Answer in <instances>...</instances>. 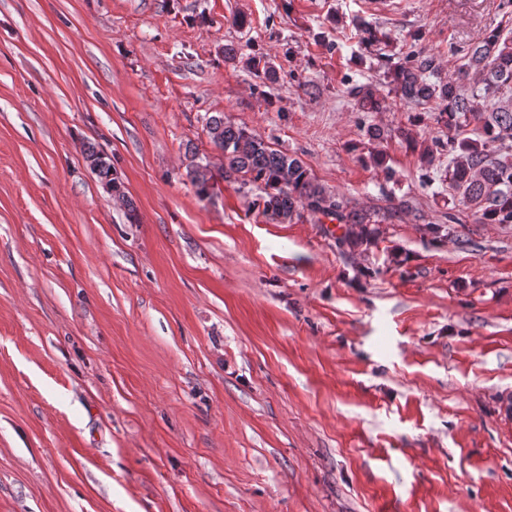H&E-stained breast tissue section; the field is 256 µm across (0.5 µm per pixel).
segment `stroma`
I'll list each match as a JSON object with an SVG mask.
<instances>
[{
  "instance_id": "35a3bbf8",
  "label": "stroma",
  "mask_w": 512,
  "mask_h": 512,
  "mask_svg": "<svg viewBox=\"0 0 512 512\" xmlns=\"http://www.w3.org/2000/svg\"><path fill=\"white\" fill-rule=\"evenodd\" d=\"M498 25L506 0H0V512H512V224L451 207L447 153L425 174L398 137L447 129L385 78L413 34L445 77ZM217 113L387 213L375 243L264 216ZM88 165L98 175L104 185H112V190L118 192L119 188L116 183L122 187V183L117 177L116 173L112 168V165L105 159V157L99 153L93 146L88 147L86 156Z\"/></svg>"
}]
</instances>
